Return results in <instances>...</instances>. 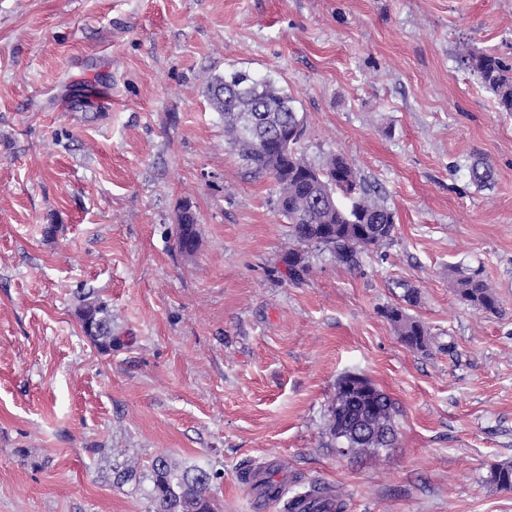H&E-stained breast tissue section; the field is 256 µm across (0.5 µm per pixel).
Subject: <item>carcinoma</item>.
<instances>
[{
  "label": "carcinoma",
  "mask_w": 512,
  "mask_h": 512,
  "mask_svg": "<svg viewBox=\"0 0 512 512\" xmlns=\"http://www.w3.org/2000/svg\"><path fill=\"white\" fill-rule=\"evenodd\" d=\"M460 66L476 75L491 92L501 112H512V63L476 50L458 56ZM204 94L213 111L224 119V139L241 166L257 178L273 181V204L283 216L291 236L299 244H317L342 264H354L357 256L391 240L394 213L340 155L323 165L310 163L302 152L271 157L268 137L298 113L297 99L270 78H257L246 70H234L207 79ZM198 219L187 205L177 216L179 248L197 246ZM459 298L472 307L495 313V292L477 268L455 283ZM402 342L423 350L428 330L394 306L385 311ZM84 335L103 352L112 351V315L106 304L89 291L78 311ZM395 402L364 377L343 376L328 407L325 434L340 448L356 454H376L394 447ZM216 471L184 466L168 455L155 457L150 466L151 512H221L210 495ZM490 483L512 489V464L493 466ZM285 512H341L342 503L322 488L313 487L288 499Z\"/></svg>",
  "instance_id": "cac0c4a2"
}]
</instances>
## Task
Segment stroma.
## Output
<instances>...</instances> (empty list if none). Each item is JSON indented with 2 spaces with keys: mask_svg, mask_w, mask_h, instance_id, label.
<instances>
[{
  "mask_svg": "<svg viewBox=\"0 0 512 512\" xmlns=\"http://www.w3.org/2000/svg\"><path fill=\"white\" fill-rule=\"evenodd\" d=\"M468 48L512 59V0H0V512H149L162 454L219 470L223 512H283L243 479L264 470L342 512H512L489 481L512 463V112L458 65ZM231 69L297 98L306 158L352 163L390 241L354 265L301 247L289 279L272 182L202 94ZM475 268L499 314L456 295ZM89 291L111 352L81 330ZM349 373L396 404L379 457L325 433ZM198 219L196 213L188 205L181 208L177 216V243L179 249L184 247L196 248L198 240ZM80 302L78 316L84 335L101 351L111 352L112 315L106 304L91 291L84 293ZM385 314L396 327L405 345L416 350H423L427 347L429 332L419 321L407 316L403 309L397 306L387 309Z\"/></svg>",
  "mask_w": 512,
  "mask_h": 512,
  "instance_id": "1",
  "label": "stroma"
}]
</instances>
